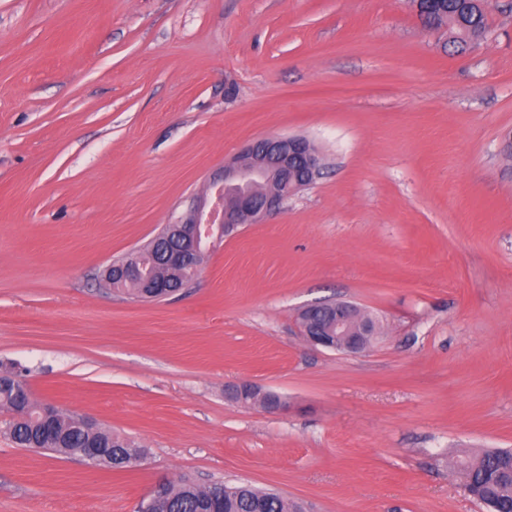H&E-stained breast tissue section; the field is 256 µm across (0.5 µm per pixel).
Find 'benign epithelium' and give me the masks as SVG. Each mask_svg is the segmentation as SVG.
<instances>
[{
	"label": "benign epithelium",
	"mask_w": 512,
	"mask_h": 512,
	"mask_svg": "<svg viewBox=\"0 0 512 512\" xmlns=\"http://www.w3.org/2000/svg\"><path fill=\"white\" fill-rule=\"evenodd\" d=\"M322 156L318 148L300 136H272L255 141L224 166L209 175V192L187 200L185 213L168 225L166 234L180 237L182 247L171 262L201 274L198 256L212 252L224 240L235 237L247 224H259L281 209L289 197L310 185L321 173ZM152 252L135 248L117 264L111 260L105 274L118 273L140 284V297L151 298L160 282L151 278L146 258ZM330 315L322 325L319 315ZM302 335L314 346L346 354L369 348L376 325L357 304L349 301L321 302L300 313ZM80 458L90 467L103 466L106 455L99 448H83Z\"/></svg>",
	"instance_id": "7a95c632"
}]
</instances>
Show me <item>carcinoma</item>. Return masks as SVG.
Listing matches in <instances>:
<instances>
[{
    "instance_id": "carcinoma-1",
    "label": "carcinoma",
    "mask_w": 512,
    "mask_h": 512,
    "mask_svg": "<svg viewBox=\"0 0 512 512\" xmlns=\"http://www.w3.org/2000/svg\"><path fill=\"white\" fill-rule=\"evenodd\" d=\"M444 21L451 24V31L457 33L455 42L462 45L486 31L485 13L467 0H441L437 23ZM180 247L177 238L164 236L155 243L153 252L150 273L166 285L170 296L192 280L189 268L167 263V256ZM19 404L12 386L0 388V409L12 414L11 419L4 422V432L21 448L40 446L58 454L76 456L79 449L95 444L112 449V468L117 471L130 467L144 454V449L127 438L100 427L86 429L74 422L73 415L62 411L56 412L54 437L46 443L41 438V407L30 401L24 403L28 418L18 420L14 414ZM511 465L512 449L488 450L476 460L462 463L466 489L477 496L489 512H512V479H493V475ZM218 489L222 501L220 512H305L298 502L248 484L214 482L199 486L185 477L168 482L165 495L155 500L146 512H211L210 503Z\"/></svg>"
}]
</instances>
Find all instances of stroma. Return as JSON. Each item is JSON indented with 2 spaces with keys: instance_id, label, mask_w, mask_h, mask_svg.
Returning <instances> with one entry per match:
<instances>
[{
  "instance_id": "35a3bbf8",
  "label": "stroma",
  "mask_w": 512,
  "mask_h": 512,
  "mask_svg": "<svg viewBox=\"0 0 512 512\" xmlns=\"http://www.w3.org/2000/svg\"><path fill=\"white\" fill-rule=\"evenodd\" d=\"M486 14L461 46L409 0H0V365L146 450L107 471L0 433V512H137L183 476L486 512L459 464L512 448V0ZM277 135L318 147L314 183L174 296L100 287ZM334 300L376 320L367 351L302 335Z\"/></svg>"
}]
</instances>
